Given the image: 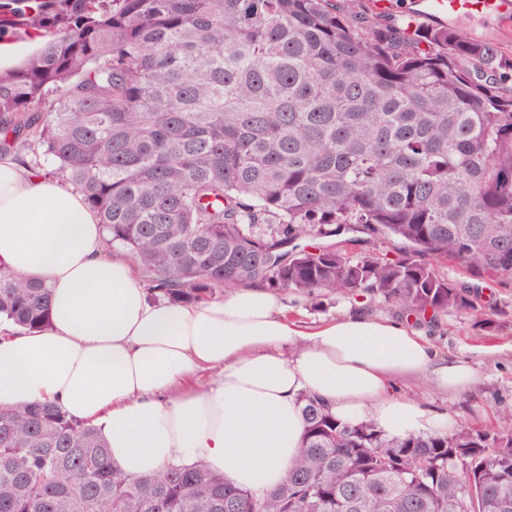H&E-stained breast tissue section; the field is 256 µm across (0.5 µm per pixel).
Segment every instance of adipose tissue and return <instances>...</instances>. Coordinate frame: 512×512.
I'll use <instances>...</instances> for the list:
<instances>
[{"label":"adipose tissue","mask_w":512,"mask_h":512,"mask_svg":"<svg viewBox=\"0 0 512 512\" xmlns=\"http://www.w3.org/2000/svg\"><path fill=\"white\" fill-rule=\"evenodd\" d=\"M0 264L51 287L47 330L0 321V407L55 404L139 476L203 463L262 492L300 449L302 396L391 436L443 435L448 414L400 393L401 380L427 375L457 391L477 379L398 319L349 311L307 326L266 288L149 299L82 195L12 155L0 157Z\"/></svg>","instance_id":"adipose-tissue-1"}]
</instances>
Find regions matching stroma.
<instances>
[{
  "label": "stroma",
  "mask_w": 512,
  "mask_h": 512,
  "mask_svg": "<svg viewBox=\"0 0 512 512\" xmlns=\"http://www.w3.org/2000/svg\"><path fill=\"white\" fill-rule=\"evenodd\" d=\"M473 37L512 52V17L485 19L469 17L458 22ZM448 278L477 287L485 308L480 312H451L430 321L427 332L446 356L459 359L477 372L476 382L458 392H444L430 381L409 379L402 388L423 405L447 410L456 428H480L512 433V422L502 416L512 411V280L500 282L475 277L457 264L440 265ZM363 309L378 317H406L407 311L395 303L377 299H347L336 295L309 298L289 295V319L318 324L345 311Z\"/></svg>",
  "instance_id": "obj_1"
}]
</instances>
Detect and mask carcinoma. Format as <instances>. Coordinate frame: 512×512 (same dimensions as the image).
<instances>
[{
	"label": "carcinoma",
	"instance_id": "cac0c4a2",
	"mask_svg": "<svg viewBox=\"0 0 512 512\" xmlns=\"http://www.w3.org/2000/svg\"><path fill=\"white\" fill-rule=\"evenodd\" d=\"M0 154L35 147L155 298L263 286L482 307L437 266L512 279V56L353 0H0ZM426 48H421V45ZM369 238L399 252L356 254ZM49 286L0 269V317L49 325ZM279 485L203 464L136 476L51 403L0 408V512H512V434L389 436L302 397Z\"/></svg>",
	"mask_w": 512,
	"mask_h": 512
}]
</instances>
